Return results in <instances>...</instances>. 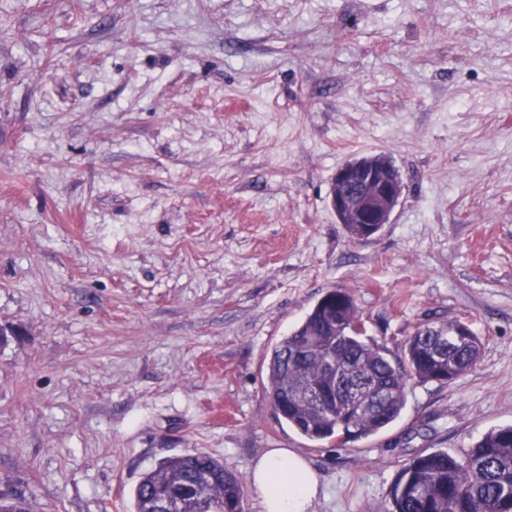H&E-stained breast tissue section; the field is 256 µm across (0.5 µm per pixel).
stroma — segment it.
Returning <instances> with one entry per match:
<instances>
[{
  "mask_svg": "<svg viewBox=\"0 0 512 512\" xmlns=\"http://www.w3.org/2000/svg\"><path fill=\"white\" fill-rule=\"evenodd\" d=\"M405 191L349 236L337 168ZM343 288L402 356L458 319L483 350L340 447L288 427L272 348ZM0 495L132 512L202 451L247 481L272 448L313 512H387L418 454L512 425V0H0ZM404 187L399 169L388 157L352 158L336 170L329 206L352 238L368 239L391 223Z\"/></svg>",
  "mask_w": 512,
  "mask_h": 512,
  "instance_id": "obj_1",
  "label": "stroma"
}]
</instances>
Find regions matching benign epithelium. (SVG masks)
I'll list each match as a JSON object with an SVG mask.
<instances>
[{
    "label": "benign epithelium",
    "instance_id": "benign-epithelium-1",
    "mask_svg": "<svg viewBox=\"0 0 512 512\" xmlns=\"http://www.w3.org/2000/svg\"><path fill=\"white\" fill-rule=\"evenodd\" d=\"M403 192L402 175L388 157H356L336 170L329 206L352 238L364 240L391 223Z\"/></svg>",
    "mask_w": 512,
    "mask_h": 512
}]
</instances>
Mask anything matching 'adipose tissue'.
Wrapping results in <instances>:
<instances>
[{
  "mask_svg": "<svg viewBox=\"0 0 512 512\" xmlns=\"http://www.w3.org/2000/svg\"><path fill=\"white\" fill-rule=\"evenodd\" d=\"M248 481L261 512H311L320 492L316 472L298 452L274 448L251 467Z\"/></svg>",
  "mask_w": 512,
  "mask_h": 512,
  "instance_id": "obj_1",
  "label": "adipose tissue"
}]
</instances>
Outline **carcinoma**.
I'll use <instances>...</instances> for the list:
<instances>
[{
    "mask_svg": "<svg viewBox=\"0 0 512 512\" xmlns=\"http://www.w3.org/2000/svg\"><path fill=\"white\" fill-rule=\"evenodd\" d=\"M326 307L316 304L302 323L277 343L268 363L267 395L289 427L315 443H348L374 435L396 421L406 406L408 382L448 383L478 361L474 330L453 335L457 320L439 324L449 334L441 346L424 325L394 358L366 338L365 322L351 300L336 305V335L326 334ZM336 367V386L325 379ZM192 498L179 512H244V492L224 463L204 452L169 457L141 478L134 512H160L183 489ZM386 512H512V426L489 430L462 457L421 454L400 470L389 490Z\"/></svg>",
    "mask_w": 512,
    "mask_h": 512,
    "instance_id": "cac0c4a2",
    "label": "carcinoma"
}]
</instances>
